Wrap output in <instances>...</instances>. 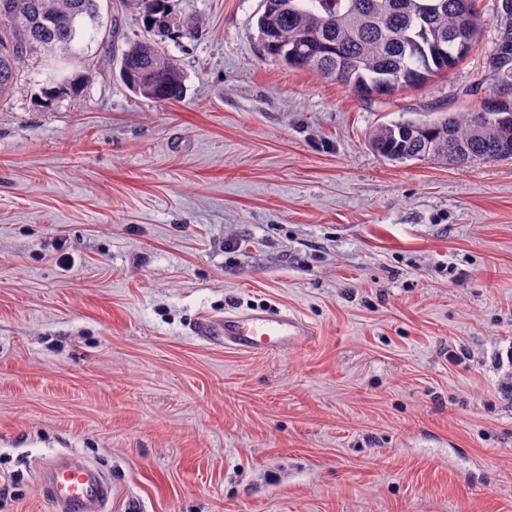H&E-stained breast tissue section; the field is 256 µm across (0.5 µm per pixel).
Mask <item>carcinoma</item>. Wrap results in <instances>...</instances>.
<instances>
[{
	"mask_svg": "<svg viewBox=\"0 0 512 512\" xmlns=\"http://www.w3.org/2000/svg\"><path fill=\"white\" fill-rule=\"evenodd\" d=\"M174 0H125L149 31L171 33ZM261 0L257 40L265 56L312 70L372 101L425 86L456 68L482 42L484 19L477 0ZM99 0H0V95L18 81L36 56L65 67L81 58L84 41L112 51V31L101 32ZM490 65L496 84L468 112H442L430 120L402 118L378 126L371 148L393 162L441 159L450 165L512 159V14L500 22ZM120 76L135 94L159 102L183 96L177 60L150 40H132ZM81 81L66 74L44 79L41 104L77 97Z\"/></svg>",
	"mask_w": 512,
	"mask_h": 512,
	"instance_id": "1",
	"label": "carcinoma"
}]
</instances>
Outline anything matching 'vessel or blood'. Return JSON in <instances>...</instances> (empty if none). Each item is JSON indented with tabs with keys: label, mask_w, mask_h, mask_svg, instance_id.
Segmentation results:
<instances>
[{
	"label": "vessel or blood",
	"mask_w": 512,
	"mask_h": 512,
	"mask_svg": "<svg viewBox=\"0 0 512 512\" xmlns=\"http://www.w3.org/2000/svg\"><path fill=\"white\" fill-rule=\"evenodd\" d=\"M197 335L222 339L225 346L248 354H272L313 341L316 331L301 316L288 310L257 308L232 312L223 319H205ZM45 491L54 512H106L112 486L94 466L69 454L52 462L46 471Z\"/></svg>",
	"instance_id": "obj_1"
}]
</instances>
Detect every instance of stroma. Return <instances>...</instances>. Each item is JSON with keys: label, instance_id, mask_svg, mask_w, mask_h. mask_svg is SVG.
Instances as JSON below:
<instances>
[{"label": "stroma", "instance_id": "35a3bbf8", "mask_svg": "<svg viewBox=\"0 0 512 512\" xmlns=\"http://www.w3.org/2000/svg\"><path fill=\"white\" fill-rule=\"evenodd\" d=\"M479 8L478 49L382 103L262 56L260 0H175L199 32L160 40L174 104L122 85L144 29L121 0L80 100L39 107L28 62L0 96V512H52L70 453L109 512H512V160L369 146L484 96L502 0ZM265 307L315 340L195 333ZM196 335L224 339V346L248 354H272L313 341L314 327L288 309H253L224 314V320L204 319Z\"/></svg>", "mask_w": 512, "mask_h": 512}]
</instances>
